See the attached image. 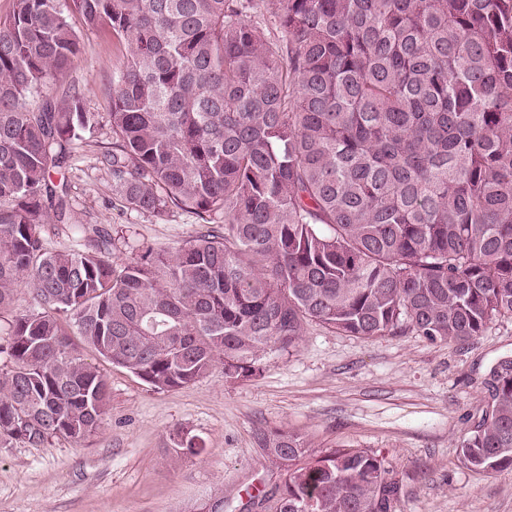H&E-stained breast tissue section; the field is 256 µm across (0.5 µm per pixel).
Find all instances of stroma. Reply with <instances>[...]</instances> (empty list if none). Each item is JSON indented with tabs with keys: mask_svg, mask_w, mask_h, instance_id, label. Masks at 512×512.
Listing matches in <instances>:
<instances>
[{
	"mask_svg": "<svg viewBox=\"0 0 512 512\" xmlns=\"http://www.w3.org/2000/svg\"><path fill=\"white\" fill-rule=\"evenodd\" d=\"M119 57L115 39L83 32L82 51L65 73L26 97L34 108L63 92L83 94L106 115V92ZM106 128L77 142L65 175L73 218L109 231L114 262L143 247L169 250L197 229L171 209L158 218L123 206L100 162ZM110 386L98 434L33 447L0 445V512H202L223 498L245 512L249 495H274L280 470L258 443L287 428L321 453L344 445L386 458L401 484L396 512H512V471L467 467L458 444L487 404L490 371L512 359V319L493 321L475 343L431 342L411 334L362 339L310 327L299 348L270 352L261 376L230 382L223 368L185 387L157 390L126 369L86 352ZM201 436V456L173 460L170 435Z\"/></svg>",
	"mask_w": 512,
	"mask_h": 512,
	"instance_id": "stroma-1",
	"label": "stroma"
}]
</instances>
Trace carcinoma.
<instances>
[{
  "label": "carcinoma",
  "instance_id": "carcinoma-1",
  "mask_svg": "<svg viewBox=\"0 0 512 512\" xmlns=\"http://www.w3.org/2000/svg\"><path fill=\"white\" fill-rule=\"evenodd\" d=\"M74 15L126 46L108 89L112 193L200 224L170 251L114 263L112 235L73 223L54 182L93 115L75 91L25 99L78 57ZM49 224L85 249H47ZM23 284L38 307L0 344V443L100 431L109 386L83 346L175 390L217 365L254 378L312 324L475 342L512 318V0H13L0 19V311ZM260 446L282 471L276 512H395L399 480L373 451L312 456L288 430ZM204 450L171 438L177 459ZM460 457L512 470L511 361Z\"/></svg>",
  "mask_w": 512,
  "mask_h": 512
}]
</instances>
